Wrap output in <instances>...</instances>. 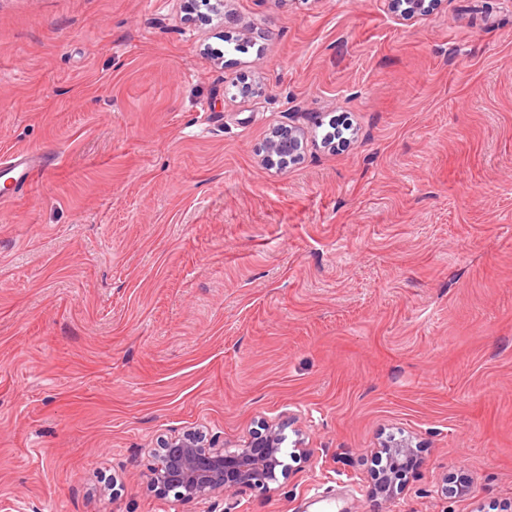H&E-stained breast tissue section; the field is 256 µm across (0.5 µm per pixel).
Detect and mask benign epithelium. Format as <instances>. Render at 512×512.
I'll list each match as a JSON object with an SVG mask.
<instances>
[{
	"label": "benign epithelium",
	"instance_id": "benign-epithelium-1",
	"mask_svg": "<svg viewBox=\"0 0 512 512\" xmlns=\"http://www.w3.org/2000/svg\"><path fill=\"white\" fill-rule=\"evenodd\" d=\"M434 0H387L388 10L399 19L410 21L430 11ZM306 144L305 131L296 125L273 127L262 149L263 163L269 168L283 169L295 163ZM285 436L280 429L266 428L253 432L240 447L230 450L201 431L187 432L166 439L153 449V466L149 483L154 492L165 495L179 490L182 500L206 499L222 492L244 489L267 491L288 476L289 466L283 460ZM383 448L389 466L374 474L371 494L388 499L393 496L394 482L401 475L417 446L413 439L387 441Z\"/></svg>",
	"mask_w": 512,
	"mask_h": 512
}]
</instances>
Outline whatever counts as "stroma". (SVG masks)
I'll return each instance as SVG.
<instances>
[{"label": "stroma", "instance_id": "obj_1", "mask_svg": "<svg viewBox=\"0 0 512 512\" xmlns=\"http://www.w3.org/2000/svg\"><path fill=\"white\" fill-rule=\"evenodd\" d=\"M16 150L53 164L0 201V512H512V0H0ZM262 423L310 450L282 484L149 487ZM388 3V10L399 16L398 19L402 21H410L419 16L426 15L430 11V4L435 0H386ZM400 2L406 5L405 9L400 12ZM397 13V14H396ZM305 144V131L302 127L274 126L263 146L262 161L269 168H287L299 159ZM383 448L387 452L389 466L375 472L371 494L388 499L394 494V482L401 475L411 455H415L417 448L420 447L414 445L412 438L400 440L391 438L383 445Z\"/></svg>", "mask_w": 512, "mask_h": 512}]
</instances>
